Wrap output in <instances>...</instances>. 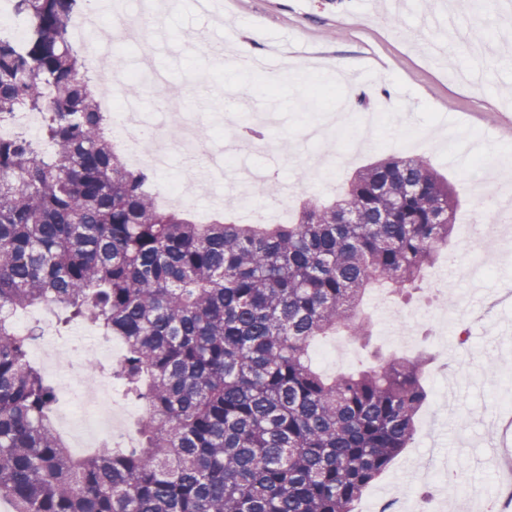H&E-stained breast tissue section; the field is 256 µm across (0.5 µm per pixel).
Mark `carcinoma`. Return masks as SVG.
I'll list each match as a JSON object with an SVG mask.
<instances>
[{"instance_id": "carcinoma-1", "label": "carcinoma", "mask_w": 512, "mask_h": 512, "mask_svg": "<svg viewBox=\"0 0 512 512\" xmlns=\"http://www.w3.org/2000/svg\"><path fill=\"white\" fill-rule=\"evenodd\" d=\"M26 44L0 38V500L13 512H353L413 439L428 361L327 379L316 336L370 344L373 282L406 304L448 244L458 196L428 160L362 168L293 224H199L154 200L106 133L66 38L80 0H10ZM55 308L125 344L86 361L144 408L135 446L75 456L53 422L58 386L29 357L41 333L13 312Z\"/></svg>"}]
</instances>
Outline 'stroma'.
Instances as JSON below:
<instances>
[{
    "instance_id": "1",
    "label": "stroma",
    "mask_w": 512,
    "mask_h": 512,
    "mask_svg": "<svg viewBox=\"0 0 512 512\" xmlns=\"http://www.w3.org/2000/svg\"><path fill=\"white\" fill-rule=\"evenodd\" d=\"M157 15L162 43L156 62L182 85L204 78L205 106L183 100L198 130L213 138L239 139L257 125L255 116L279 113L273 124L257 125L267 176L290 188V208L315 196L328 201L354 170L391 155L427 159L454 184L461 208L451 244L429 269L424 293L411 305L390 298L399 328L412 338L401 347L387 334L385 312L368 322L370 346L353 343L336 364H321L329 376L371 363L384 355L429 350L436 363L426 380L431 398L415 417L412 443L366 490L387 499L411 489L412 512H487L462 501L477 485L490 497L494 485L512 483V425L501 417L502 400L512 396V260L501 263L500 247L483 251L472 227L492 224L493 196L512 193V10L497 4L474 14L468 0H447L452 23L467 31L468 42L437 51L440 30L428 22L431 0H229L214 17L198 0H176ZM395 14L398 25L387 17ZM252 31L262 67L237 68L234 52L212 63L190 48L206 38H230ZM345 57L354 67L346 81L321 64ZM282 72L270 84L269 72ZM196 214L211 215L225 203L244 217L277 205L263 194L242 201L232 176L195 191ZM493 260L482 284L461 279L457 270L479 255ZM447 302L449 319L434 316L432 302ZM469 470L452 481L459 459Z\"/></svg>"
}]
</instances>
